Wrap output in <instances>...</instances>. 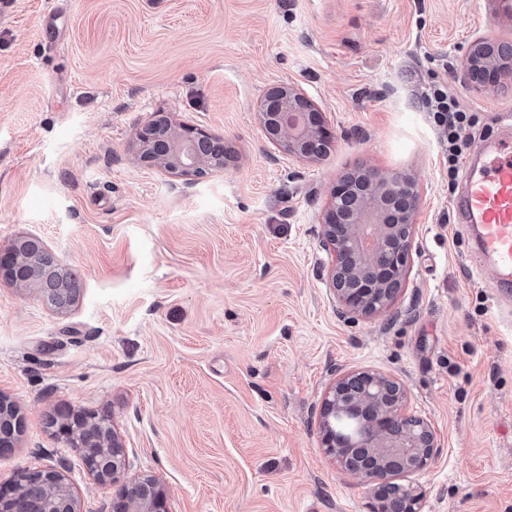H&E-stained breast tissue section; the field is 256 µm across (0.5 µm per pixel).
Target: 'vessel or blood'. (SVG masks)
Listing matches in <instances>:
<instances>
[{
  "label": "vessel or blood",
  "mask_w": 512,
  "mask_h": 512,
  "mask_svg": "<svg viewBox=\"0 0 512 512\" xmlns=\"http://www.w3.org/2000/svg\"><path fill=\"white\" fill-rule=\"evenodd\" d=\"M480 170L465 173V191L453 204L458 223L477 236L475 257L490 268L500 292L512 294V129L484 147Z\"/></svg>",
  "instance_id": "vessel-or-blood-1"
}]
</instances>
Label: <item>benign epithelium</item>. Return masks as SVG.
Returning <instances> with one entry per match:
<instances>
[{
	"label": "benign epithelium",
	"mask_w": 512,
	"mask_h": 512,
	"mask_svg": "<svg viewBox=\"0 0 512 512\" xmlns=\"http://www.w3.org/2000/svg\"><path fill=\"white\" fill-rule=\"evenodd\" d=\"M512 74V44L474 39L461 80L483 92ZM266 138L300 159H320L333 142L326 113L299 87L278 83L268 87L259 103ZM137 160L176 176L203 177L224 168L221 139L190 124L172 125L154 119L137 133ZM358 185L338 179L321 232L331 255L329 282L342 312L376 316L389 308L405 286L413 245L417 184L411 177L382 176L356 169ZM44 241L35 235L0 252V269L20 288H34L43 297L50 279L38 273L35 259L46 256ZM407 393L395 378L363 370L341 377L327 390L320 410L322 446L336 466L369 486V512H422L423 490L404 477L426 468L436 454L434 433L423 419L406 413ZM350 411L365 419L366 432L356 444L336 437L331 417ZM76 415L60 417L59 436L84 451L87 469L101 484H115L124 475L126 452L114 432L101 434L96 418L77 436ZM37 493L57 498L59 512H78L77 499L54 465L28 471L15 484L0 485V512H38L30 506ZM113 512H168L165 497L152 479L131 480L113 502Z\"/></svg>",
	"instance_id": "benign-epithelium-1"
}]
</instances>
